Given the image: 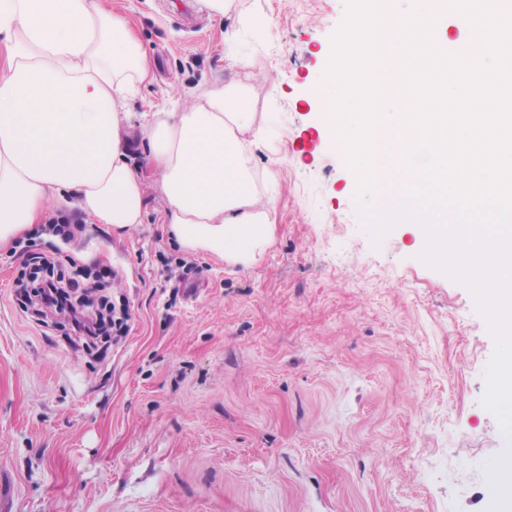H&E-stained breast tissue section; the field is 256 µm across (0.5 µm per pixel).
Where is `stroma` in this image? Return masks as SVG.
<instances>
[{"label": "stroma", "instance_id": "35a3bbf8", "mask_svg": "<svg viewBox=\"0 0 512 512\" xmlns=\"http://www.w3.org/2000/svg\"><path fill=\"white\" fill-rule=\"evenodd\" d=\"M147 47L144 112L233 77L268 131L254 150L274 196L251 264L183 248L158 223L45 229L0 249V512H483L512 440L481 403L495 343L470 292L418 260L397 226L373 248L358 175L320 89L346 0H242L275 20L239 29L198 0H109ZM109 268L128 331L105 359L37 324L15 299L28 254Z\"/></svg>", "mask_w": 512, "mask_h": 512}]
</instances>
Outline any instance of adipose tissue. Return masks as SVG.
<instances>
[{
  "label": "adipose tissue",
  "instance_id": "adipose-tissue-1",
  "mask_svg": "<svg viewBox=\"0 0 512 512\" xmlns=\"http://www.w3.org/2000/svg\"><path fill=\"white\" fill-rule=\"evenodd\" d=\"M0 44V247L72 196L91 223H142L135 129L148 142L161 218L185 248L245 266L271 242L274 199L259 181L274 173L251 165L264 128L248 86L220 80L131 112L152 62L99 0H0Z\"/></svg>",
  "mask_w": 512,
  "mask_h": 512
}]
</instances>
